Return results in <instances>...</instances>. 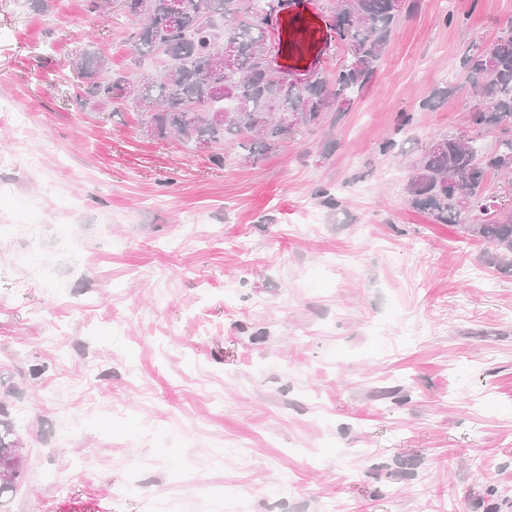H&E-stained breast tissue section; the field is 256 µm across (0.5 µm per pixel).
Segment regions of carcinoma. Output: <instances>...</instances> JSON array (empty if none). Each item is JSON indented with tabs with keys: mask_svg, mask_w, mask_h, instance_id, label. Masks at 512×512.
Listing matches in <instances>:
<instances>
[{
	"mask_svg": "<svg viewBox=\"0 0 512 512\" xmlns=\"http://www.w3.org/2000/svg\"><path fill=\"white\" fill-rule=\"evenodd\" d=\"M291 0H186L181 22L167 23L169 0H151L152 14L139 15L141 0H128L127 13L137 23L126 42L139 68L162 58L159 72L140 74L132 103L160 139L211 148L231 145L253 164L286 138L292 128L283 117L297 116L295 127L321 124L330 102L353 104L352 93L366 87L383 57L407 0H336L333 30L349 46L352 62L336 68L331 82L318 78L298 85L271 78L262 68L259 48L269 38L277 8ZM232 45L235 74L224 76L219 58ZM474 103L466 130L441 135L425 146L410 166L409 205L436 224H454L467 238L495 249L499 268L512 270V208L492 207L489 182L512 167V25L503 29L480 63L475 50L463 59ZM81 107L98 112L126 100L128 80L112 69L105 55L80 53L72 64ZM499 132L493 148L479 149L477 138ZM473 204L463 207L461 195ZM21 438L0 404V498L15 491L25 457Z\"/></svg>",
	"mask_w": 512,
	"mask_h": 512,
	"instance_id": "cac0c4a2",
	"label": "carcinoma"
}]
</instances>
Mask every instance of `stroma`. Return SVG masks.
I'll return each mask as SVG.
<instances>
[{
  "label": "stroma",
  "mask_w": 512,
  "mask_h": 512,
  "mask_svg": "<svg viewBox=\"0 0 512 512\" xmlns=\"http://www.w3.org/2000/svg\"><path fill=\"white\" fill-rule=\"evenodd\" d=\"M417 4L349 109L218 168L80 111L62 74L89 47L126 69L121 0H0L9 512H484L491 484L512 512V274L403 193L512 0ZM334 5L280 21L288 81L350 61ZM3 406L0 403V509L2 497L15 491L25 465V455L17 453L22 440Z\"/></svg>",
  "instance_id": "35a3bbf8"
}]
</instances>
